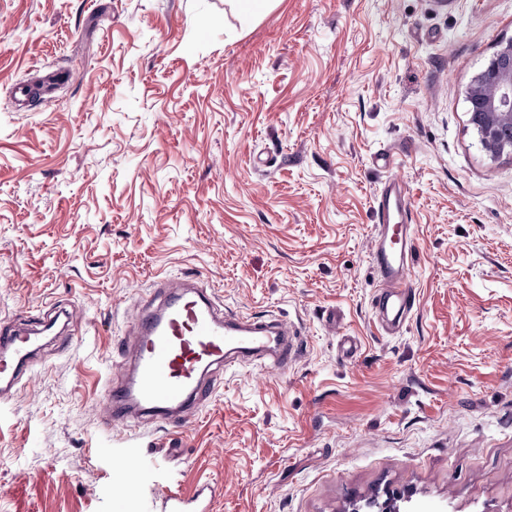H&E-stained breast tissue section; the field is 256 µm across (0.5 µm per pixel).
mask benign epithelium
<instances>
[{"label":"benign epithelium","mask_w":512,"mask_h":512,"mask_svg":"<svg viewBox=\"0 0 512 512\" xmlns=\"http://www.w3.org/2000/svg\"><path fill=\"white\" fill-rule=\"evenodd\" d=\"M467 100L481 150L493 158L512 156V142L503 139V132L512 129V41L500 45L472 79Z\"/></svg>","instance_id":"7a95c632"}]
</instances>
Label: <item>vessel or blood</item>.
Returning a JSON list of instances; mask_svg holds the SVG:
<instances>
[{
    "label": "vessel or blood",
    "instance_id": "vessel-or-blood-1",
    "mask_svg": "<svg viewBox=\"0 0 512 512\" xmlns=\"http://www.w3.org/2000/svg\"><path fill=\"white\" fill-rule=\"evenodd\" d=\"M373 265L379 278L374 306L388 333L399 332L412 309L409 278L414 228L404 186L387 181L375 197ZM29 331H0V400L12 397L20 374L36 350ZM125 347L130 365L122 378L105 386L112 425L146 412L167 416L194 413L211 396L235 355H272L282 364L297 352L292 333L281 322L232 320L212 303L206 289L184 280L162 279L156 295L131 315ZM216 496L211 482L193 493L171 489L157 497L158 512H210Z\"/></svg>",
    "mask_w": 512,
    "mask_h": 512
}]
</instances>
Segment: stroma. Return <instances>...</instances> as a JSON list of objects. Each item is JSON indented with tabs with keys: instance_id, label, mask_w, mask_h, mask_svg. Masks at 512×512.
Instances as JSON below:
<instances>
[{
	"instance_id": "1",
	"label": "stroma",
	"mask_w": 512,
	"mask_h": 512,
	"mask_svg": "<svg viewBox=\"0 0 512 512\" xmlns=\"http://www.w3.org/2000/svg\"><path fill=\"white\" fill-rule=\"evenodd\" d=\"M512 0H0V327L74 321L0 404V512H512V156L465 91ZM40 68L59 86L29 102ZM390 156L383 165L382 156ZM412 201L413 311L372 300L373 198ZM296 331L183 425L107 424L128 310L163 277ZM139 461L119 492L115 460ZM215 497V486L206 481L198 485L192 494L163 490L157 497L156 508L158 512H209Z\"/></svg>"
}]
</instances>
